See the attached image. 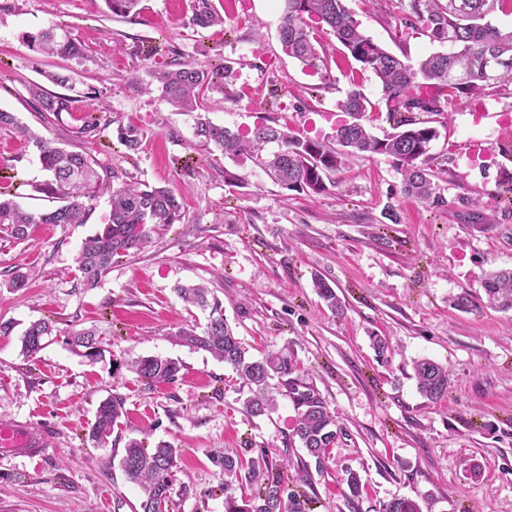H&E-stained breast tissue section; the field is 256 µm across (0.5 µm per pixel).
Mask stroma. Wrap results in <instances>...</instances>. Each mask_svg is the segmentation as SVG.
Masks as SVG:
<instances>
[{"mask_svg":"<svg viewBox=\"0 0 512 512\" xmlns=\"http://www.w3.org/2000/svg\"><path fill=\"white\" fill-rule=\"evenodd\" d=\"M10 2L11 11L0 12V110L71 150L80 146L71 133L79 117L96 111L99 132L80 147L116 174L181 193L184 213L143 251L117 259L92 289L82 288L74 259L107 223V198L84 224H35L23 241L0 232V277L19 268L29 276L26 288H0V322L14 324L0 336V419L34 415L58 433L46 455L0 451V512H136L141 492L119 467L132 438L178 448L169 512H224L211 461L224 450L286 459L288 489L307 496L309 512H349L341 489L350 470L365 485L361 512L395 496L415 500L421 512H512V311L489 306L482 289L489 272L512 268V204L501 186L512 172V85L445 105L431 149L435 200L406 196L402 170L387 154L352 157L322 193L289 191L220 151L200 160L195 113L144 90L174 55L221 61L242 97L211 99L213 123L248 131L285 122L311 139L331 137L351 82L374 102L379 84L329 34V83L283 55L281 0H212L224 24L208 29L189 23L194 0H140L125 17L112 16L103 0ZM346 5L364 34L409 64L438 49L421 27L402 25L396 0ZM50 27L68 29L84 58L32 50L27 34ZM53 73L73 77L83 94L59 123L27 93L33 82L59 92ZM129 126L142 138L135 155L120 141ZM228 171L240 183L225 182ZM44 177L34 144L0 128V191L26 209L49 210L52 201L32 195ZM474 211L492 214L494 224H470ZM317 277L335 290L343 316L317 295ZM199 282L222 300L251 356L289 349L297 376L337 411L342 433L307 482L298 480L304 451L292 434L289 397L270 414L246 416L248 388L235 372L176 340L180 329L206 322L174 292ZM465 293L475 310L455 307ZM40 318L55 321L57 336L25 357L20 336ZM74 327L96 329V362L67 345ZM375 335L390 343L387 360L372 348ZM137 356L179 360V379L147 384L128 366ZM420 358L448 368L439 402L417 389ZM110 395L123 399L126 413L108 444L96 447L85 433Z\"/></svg>","mask_w":512,"mask_h":512,"instance_id":"35a3bbf8","label":"stroma"}]
</instances>
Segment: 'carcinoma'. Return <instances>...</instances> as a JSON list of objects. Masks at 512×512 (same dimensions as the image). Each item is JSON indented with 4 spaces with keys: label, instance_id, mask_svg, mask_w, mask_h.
<instances>
[{
    "label": "carcinoma",
    "instance_id": "1",
    "mask_svg": "<svg viewBox=\"0 0 512 512\" xmlns=\"http://www.w3.org/2000/svg\"><path fill=\"white\" fill-rule=\"evenodd\" d=\"M115 16L126 17L139 0H104ZM278 29L281 52L299 60L305 67L331 80L328 58L323 51L321 34L328 32L371 72L381 87L387 112L408 113L397 120L400 131L379 139L370 133L366 120L373 111L372 103L356 87L338 102L350 117L347 125L336 129L333 140H314L290 131L288 125H262L244 136L201 115L211 95L224 101L241 97L231 82V66L218 63L200 65L192 59H175L168 68L157 73L161 93L176 109L198 113L194 146L204 153L217 149L239 163L251 162L273 182L289 191L319 194L352 156L387 154L401 164L404 192L421 201L433 197L435 157L431 145L439 137L437 128L426 121L412 118L417 112L439 115L441 101L474 95L485 87L512 84V31L503 32L492 24L496 12L503 10L506 0H399L404 23L422 24L431 41L447 46L420 61L414 67L398 55L365 35L344 0H282ZM190 23L208 28L224 25L210 0H197ZM31 47L47 55L69 59L84 57L82 45L70 31L61 27L44 29L29 36ZM28 94L44 115L56 120L71 111L75 98L51 93L32 83ZM14 127L30 139L39 151L45 179L34 185V191L56 201L59 206L44 212L23 210L7 193L0 192V230L15 240L28 237L33 224H83L102 195H109L110 218L102 230L86 238L76 261L81 285L95 288L112 269L117 256L141 251L148 246L151 233L181 221L183 202L171 188L150 186L109 170L91 154L56 147L20 124L10 112L0 111V127ZM100 118L85 113L75 131L80 139L97 136ZM270 144L277 150L267 151ZM318 295L336 312L342 305L334 289L321 278L313 281ZM490 306L512 311V268L490 272L483 282ZM177 295L189 306L208 312L205 326L196 324L179 331L177 339L184 346L210 354L230 366L248 386L250 395L244 400L251 417L268 415L276 408L278 396L289 397L297 417L293 427L307 460L302 470L315 464L321 471L339 436L335 412L311 385L293 376L296 371L288 349L267 353L260 358L247 355L224 318L223 301L202 285L178 286ZM54 322L48 318L29 324L21 337L22 351L33 357L45 347L53 335ZM72 351L94 362L101 355L96 333L81 328L71 331L67 341ZM130 367L149 384L175 382L181 371L179 361L159 356H139ZM417 388L431 402L448 392V369L438 362L421 358L414 361ZM125 415L123 401L115 396L100 401L94 422L85 437L96 445L112 436L114 427ZM179 450L167 442L153 448L142 441L129 440L120 459L126 479L142 491L138 512H167L171 498L173 469ZM222 474L219 489L224 493V512H310L307 499L286 492L282 470L288 462L277 461L265 451L256 456L226 453L216 458ZM344 496L355 507L362 493L360 476L347 472ZM377 512H420L412 499L394 497L379 505Z\"/></svg>",
    "mask_w": 512,
    "mask_h": 512
}]
</instances>
